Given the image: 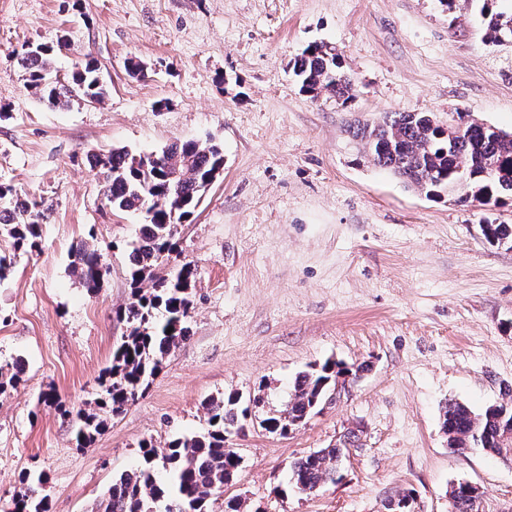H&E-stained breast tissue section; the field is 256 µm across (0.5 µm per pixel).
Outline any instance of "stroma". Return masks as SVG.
I'll return each instance as SVG.
<instances>
[{
	"label": "stroma",
	"mask_w": 512,
	"mask_h": 512,
	"mask_svg": "<svg viewBox=\"0 0 512 512\" xmlns=\"http://www.w3.org/2000/svg\"><path fill=\"white\" fill-rule=\"evenodd\" d=\"M67 46V77L96 59L99 102L48 107L26 84L28 46ZM335 46L355 82L347 103L300 92L291 64L308 44ZM144 73L133 77L129 61ZM0 182L42 199L36 251L0 281V501L46 476L50 512H95L113 480L206 426L209 398L263 392L287 404L295 376L336 360L367 370L338 402L288 435L252 424L227 437L241 466L209 504L250 512H387L412 492L416 512H450V487L479 491L480 512H512V463L456 452L448 400L512 406V248L485 224H512V202L432 198L373 165L354 121L384 112L468 113L512 132V41L487 39L473 0H0ZM224 147V171L178 228L170 264L196 268L188 339L149 390L86 448L55 407L94 409L98 379L126 326L127 252L139 216L112 210L91 154ZM83 240L109 272L75 282ZM357 435L342 477L311 494L286 486L292 463Z\"/></svg>",
	"instance_id": "obj_1"
}]
</instances>
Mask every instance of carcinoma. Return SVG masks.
I'll use <instances>...</instances> for the list:
<instances>
[{
    "label": "carcinoma",
    "mask_w": 512,
    "mask_h": 512,
    "mask_svg": "<svg viewBox=\"0 0 512 512\" xmlns=\"http://www.w3.org/2000/svg\"><path fill=\"white\" fill-rule=\"evenodd\" d=\"M483 0L480 14L489 35L512 38V15L493 11ZM54 48L27 50L21 57L27 85L52 108L67 106L74 98L99 101L106 94L97 63L87 60L64 82L50 77ZM301 92L314 98L329 94L341 102L354 97V84L343 70L341 55L324 43L308 45L292 63ZM360 140L374 165L392 172L406 184L429 197L448 191L460 192L463 201L498 204L512 199V140L484 125L465 124L463 134L448 144L445 130L435 116L425 112H385L376 121L357 126ZM112 209L142 216L139 237L128 253L132 298L121 312L126 334L117 342L112 366L100 382L101 405L112 415L143 395L149 381L189 336L187 320L192 306L195 269L184 263L166 274L178 246V226L194 214L203 195L224 170V148L196 141L173 142L153 156L114 148L92 155ZM497 164L495 175L486 174L487 164ZM15 187L0 183V224L8 227L16 251L32 252L39 246L42 210L35 200L21 203ZM72 276L88 291L100 287L107 266L93 245L83 241L76 248ZM149 287H143L144 283ZM350 369L334 361L298 374L288 401V416L307 419L319 407L336 379ZM263 399L255 396L242 404L233 392L207 403V427L191 437H179L165 447L153 441L139 444L141 461L122 473L96 505V512H209L212 497L231 482L239 468V456L224 447L240 420L258 419L269 433L288 434V423L272 414L258 415ZM72 419L75 442L90 444L106 420L98 413L63 409ZM443 427L456 437V450L477 446L512 461V406L492 405L474 413L467 405L451 402L443 413ZM348 437L340 446L322 448L291 465L295 491H313L326 482L339 480L345 448L355 446ZM28 491L11 500L12 512H49L48 499L39 494L43 475L28 474ZM452 512H478L476 498L459 492L451 498Z\"/></svg>",
    "instance_id": "obj_1"
}]
</instances>
